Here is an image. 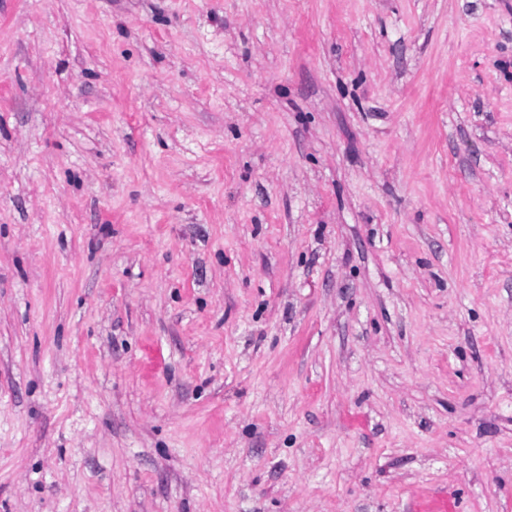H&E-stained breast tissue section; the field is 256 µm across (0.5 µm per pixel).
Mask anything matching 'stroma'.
<instances>
[{
    "mask_svg": "<svg viewBox=\"0 0 512 512\" xmlns=\"http://www.w3.org/2000/svg\"><path fill=\"white\" fill-rule=\"evenodd\" d=\"M512 512V0H0V512Z\"/></svg>",
    "mask_w": 512,
    "mask_h": 512,
    "instance_id": "35a3bbf8",
    "label": "stroma"
}]
</instances>
